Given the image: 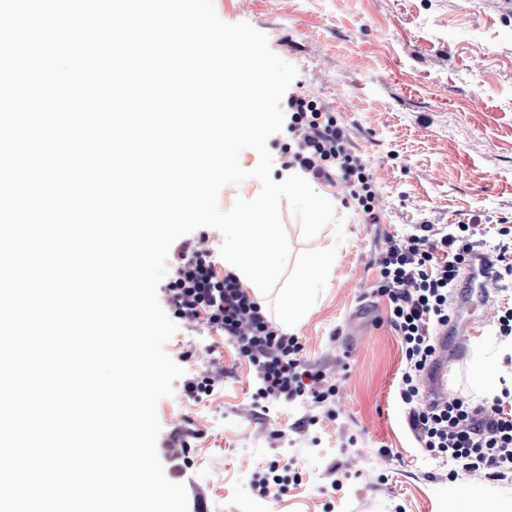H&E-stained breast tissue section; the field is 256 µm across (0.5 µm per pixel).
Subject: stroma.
<instances>
[{
	"label": "stroma",
	"mask_w": 512,
	"mask_h": 512,
	"mask_svg": "<svg viewBox=\"0 0 512 512\" xmlns=\"http://www.w3.org/2000/svg\"><path fill=\"white\" fill-rule=\"evenodd\" d=\"M218 16L264 33L293 64L291 92L317 95L347 129L377 192L376 223L346 188L319 181L337 204L333 226L304 239L281 203L292 255L336 246V263L305 320L294 328L308 364L335 394L317 404L256 399L248 362L206 323L178 326L167 354L185 378L222 372L208 395L175 381L157 405V451L167 476L208 512H448V490L480 486L512 498V473L494 477L428 456L397 397L403 364L375 294L378 254L421 225L481 224L489 245L512 246V16L493 0H214ZM496 314L472 336L448 335V394L487 406L477 357L493 363L497 316L512 285L490 291ZM188 432L186 448L171 434ZM296 478L286 494L260 498L254 483L271 462Z\"/></svg>",
	"instance_id": "1"
}]
</instances>
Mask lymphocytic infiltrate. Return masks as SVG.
Segmentation results:
<instances>
[{"label": "lymphocytic infiltrate", "instance_id": "1", "mask_svg": "<svg viewBox=\"0 0 512 512\" xmlns=\"http://www.w3.org/2000/svg\"><path fill=\"white\" fill-rule=\"evenodd\" d=\"M283 114L292 142L285 169L313 180L341 181L363 213L372 214V176L335 114L319 99L292 93ZM480 234L475 224H457L446 232L422 225L420 233L381 253L378 291L388 299L389 320L400 339L404 369L398 396L409 408V427L420 447L472 472H504L512 469L511 414L487 418L462 398L426 403L419 388L436 351L432 332L448 325V298ZM206 242L205 233L192 232L170 248L175 275L162 293L173 317L182 324L202 318L224 333L253 368L261 398L291 400L308 394L325 402L335 388L324 372L305 363L297 337L274 326L234 274L216 276Z\"/></svg>", "mask_w": 512, "mask_h": 512}]
</instances>
